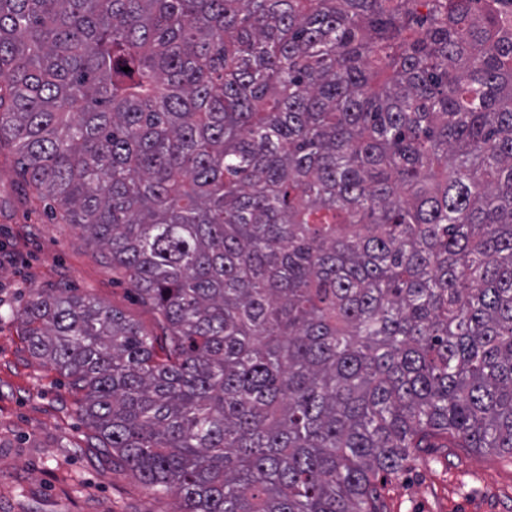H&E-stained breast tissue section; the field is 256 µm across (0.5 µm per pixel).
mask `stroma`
<instances>
[{"mask_svg": "<svg viewBox=\"0 0 512 512\" xmlns=\"http://www.w3.org/2000/svg\"><path fill=\"white\" fill-rule=\"evenodd\" d=\"M0 144V512H182L180 496L150 493L91 440L67 381L26 352L16 313L33 288L87 292L147 328L156 314L111 262L27 187ZM386 512H512V458L428 448L385 485Z\"/></svg>", "mask_w": 512, "mask_h": 512, "instance_id": "obj_1", "label": "stroma"}]
</instances>
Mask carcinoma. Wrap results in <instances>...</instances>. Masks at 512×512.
Wrapping results in <instances>:
<instances>
[{
  "label": "carcinoma",
  "instance_id": "obj_1",
  "mask_svg": "<svg viewBox=\"0 0 512 512\" xmlns=\"http://www.w3.org/2000/svg\"><path fill=\"white\" fill-rule=\"evenodd\" d=\"M2 75L157 315L34 288L20 336L144 486L385 512L424 448L512 456V0H0Z\"/></svg>",
  "mask_w": 512,
  "mask_h": 512
}]
</instances>
